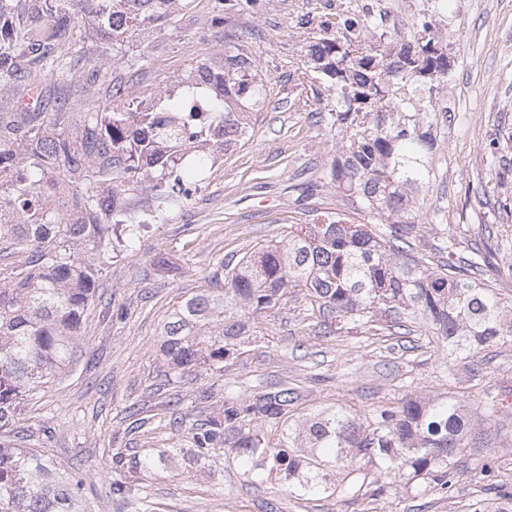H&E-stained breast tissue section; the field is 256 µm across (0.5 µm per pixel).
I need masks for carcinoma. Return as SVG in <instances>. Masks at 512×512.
Masks as SVG:
<instances>
[{
  "label": "carcinoma",
  "instance_id": "carcinoma-1",
  "mask_svg": "<svg viewBox=\"0 0 512 512\" xmlns=\"http://www.w3.org/2000/svg\"><path fill=\"white\" fill-rule=\"evenodd\" d=\"M175 3L0 0V87L16 86L22 98L39 90L32 106L18 100L16 111L0 112V217L11 216L0 223V244L27 254L0 281V429L16 423L24 396L70 364L100 260L127 251L144 230L135 193L155 192L159 221L189 206L185 183L207 166L197 152L206 125L224 124V152H232L266 103L267 77L235 35L224 37V68L209 96L186 82L180 95L146 108L110 83L94 111L45 98V82L65 84L78 65L85 84L102 81L99 58L72 55L83 37L78 17L91 16L101 38L117 43L165 23ZM322 31L307 46L304 75L333 93L336 158L323 178L368 222L292 224L282 240L225 266L223 292L184 298L164 322L161 354L179 372L218 366L255 336L258 317L298 291L336 319L330 331L426 326L448 363L464 362L476 377L482 350L512 345V302L481 279L482 256L463 257L442 240L432 245L434 263L413 248L411 201L430 174L448 44L429 20L413 36L386 31L379 10H338ZM293 401L285 384L225 399L191 434L196 458L228 448L250 471L273 472L303 494L354 496L377 475L418 496L433 485L450 492L456 457L483 443L463 406L445 397L407 394L369 417L340 408L301 421L288 416ZM83 494L80 469L59 475L40 454L0 439V512H87ZM473 512H512V492Z\"/></svg>",
  "mask_w": 512,
  "mask_h": 512
}]
</instances>
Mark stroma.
Wrapping results in <instances>:
<instances>
[{
	"mask_svg": "<svg viewBox=\"0 0 512 512\" xmlns=\"http://www.w3.org/2000/svg\"><path fill=\"white\" fill-rule=\"evenodd\" d=\"M384 10L391 28L410 36L431 0H252L224 16L217 0L174 10L165 25L141 26L105 58L115 81L149 100L165 95L203 61L220 64L219 32L231 30L266 73L268 96L253 130L220 168L206 169L190 205L150 221L131 251L100 275L82 318L72 364L30 394L9 436L33 448L57 471L79 467L93 512H470L494 498V485L512 491V470L489 480L479 449L457 459L450 494L432 489L414 497L365 487L358 497L289 492L275 476L255 478L229 449L208 460L193 456L190 429L215 415L226 396L239 400L288 384L295 418L329 408L368 413L403 395L451 396L489 448L512 463V413L487 415L488 395L512 386V345L482 352L484 369L471 377L449 369L448 353L427 332L406 336L361 329L326 335L308 297L297 294L258 319L255 339L221 368L174 373L161 355V327L183 298L220 288L223 263L237 261L292 224L323 212L351 213V200L320 175L336 153V131L323 114L327 89L302 92L297 76L304 46L321 33L334 7ZM436 31L449 48L448 81L434 99L430 177L414 195L421 241L454 238L459 252L491 250L485 280L512 294L501 276L496 242L512 243V0H448ZM498 138L496 152L487 144ZM181 423L170 426L171 413ZM145 426L135 429L132 417ZM161 452L151 467L143 454ZM134 490L124 499L112 481Z\"/></svg>",
	"mask_w": 512,
	"mask_h": 512,
	"instance_id": "stroma-1",
	"label": "stroma"
}]
</instances>
